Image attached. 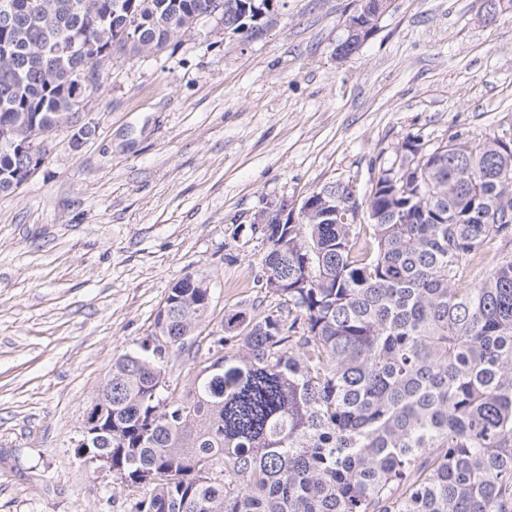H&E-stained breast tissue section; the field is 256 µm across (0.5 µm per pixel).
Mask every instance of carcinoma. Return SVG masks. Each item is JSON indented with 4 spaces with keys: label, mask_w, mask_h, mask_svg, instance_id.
Instances as JSON below:
<instances>
[{
    "label": "carcinoma",
    "mask_w": 512,
    "mask_h": 512,
    "mask_svg": "<svg viewBox=\"0 0 512 512\" xmlns=\"http://www.w3.org/2000/svg\"><path fill=\"white\" fill-rule=\"evenodd\" d=\"M212 0H19L0 15V196L25 182L35 129L79 125L98 58L154 54ZM337 46L376 31L358 0ZM134 26L130 47L113 46ZM365 200L368 223L327 224L323 188L298 224L271 220L259 314H224L187 396L160 345L112 363V410L92 451L140 492L134 512H512V150L496 134L402 143ZM336 205L360 208L334 182ZM206 279L170 288L153 337L187 340L210 315Z\"/></svg>",
    "instance_id": "obj_1"
}]
</instances>
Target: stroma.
I'll list each match as a JSON object with an SVG mask.
<instances>
[{"label":"stroma","mask_w":512,"mask_h":512,"mask_svg":"<svg viewBox=\"0 0 512 512\" xmlns=\"http://www.w3.org/2000/svg\"><path fill=\"white\" fill-rule=\"evenodd\" d=\"M250 42L201 20L159 54L120 57L81 111V149L53 134L43 167L0 197V512H130L137 495L78 455L118 356L139 350L172 285L206 278L200 348H170L180 396L227 311L264 310L253 217L349 182L364 198L417 139L512 132V9L392 0L336 55L357 0H283Z\"/></svg>","instance_id":"1"}]
</instances>
